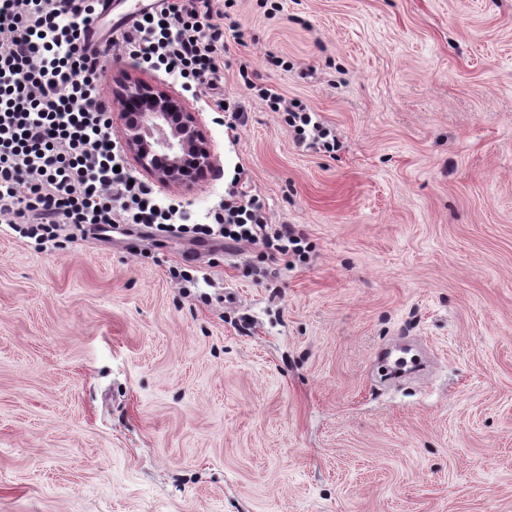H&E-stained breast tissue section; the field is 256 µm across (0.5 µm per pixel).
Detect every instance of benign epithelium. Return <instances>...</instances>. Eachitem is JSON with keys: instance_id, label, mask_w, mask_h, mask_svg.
<instances>
[{"instance_id": "7a95c632", "label": "benign epithelium", "mask_w": 512, "mask_h": 512, "mask_svg": "<svg viewBox=\"0 0 512 512\" xmlns=\"http://www.w3.org/2000/svg\"><path fill=\"white\" fill-rule=\"evenodd\" d=\"M113 107L126 151L163 187H180L217 167L199 113L179 96L142 78L120 75Z\"/></svg>"}]
</instances>
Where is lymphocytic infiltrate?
Masks as SVG:
<instances>
[{
  "label": "lymphocytic infiltrate",
  "instance_id": "obj_1",
  "mask_svg": "<svg viewBox=\"0 0 512 512\" xmlns=\"http://www.w3.org/2000/svg\"><path fill=\"white\" fill-rule=\"evenodd\" d=\"M98 2L70 0L63 14L57 0H0V219L23 225L25 237L40 245L58 239L64 224L92 229L101 241L125 224L153 238L216 248L259 242L284 256L300 254L293 225L269 223L246 191L223 200L212 223L188 224L180 203L123 168L122 151L106 134L112 110L100 100L103 67L81 40ZM243 37L236 20L217 21L212 0H159L112 46L181 79L219 112L224 51ZM250 68L241 61L246 87L282 114L297 145L327 144L330 129L306 106L255 82Z\"/></svg>",
  "mask_w": 512,
  "mask_h": 512
}]
</instances>
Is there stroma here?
I'll list each match as a JSON object with an SVG mask.
<instances>
[{"label":"stroma","instance_id":"obj_1","mask_svg":"<svg viewBox=\"0 0 512 512\" xmlns=\"http://www.w3.org/2000/svg\"><path fill=\"white\" fill-rule=\"evenodd\" d=\"M280 3L213 0L245 33L242 125L112 71L200 113L218 166L186 210L243 188L305 260L0 223V512H512V0ZM244 59L334 152L295 145ZM404 336L433 365L382 384Z\"/></svg>","mask_w":512,"mask_h":512}]
</instances>
